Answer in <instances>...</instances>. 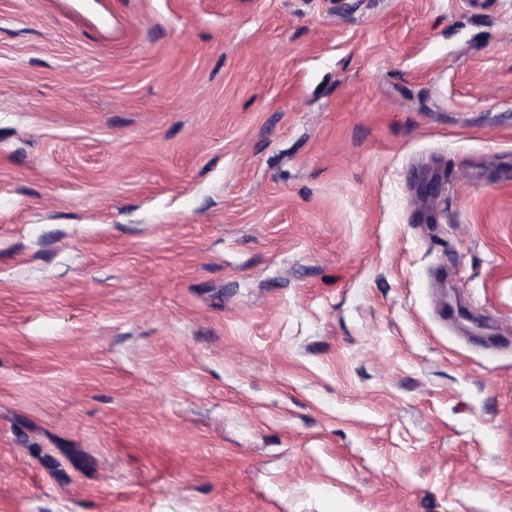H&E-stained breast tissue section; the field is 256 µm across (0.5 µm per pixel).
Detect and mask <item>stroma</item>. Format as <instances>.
<instances>
[{
	"instance_id": "stroma-1",
	"label": "stroma",
	"mask_w": 512,
	"mask_h": 512,
	"mask_svg": "<svg viewBox=\"0 0 512 512\" xmlns=\"http://www.w3.org/2000/svg\"><path fill=\"white\" fill-rule=\"evenodd\" d=\"M495 324L512 0H0V512H512Z\"/></svg>"
}]
</instances>
